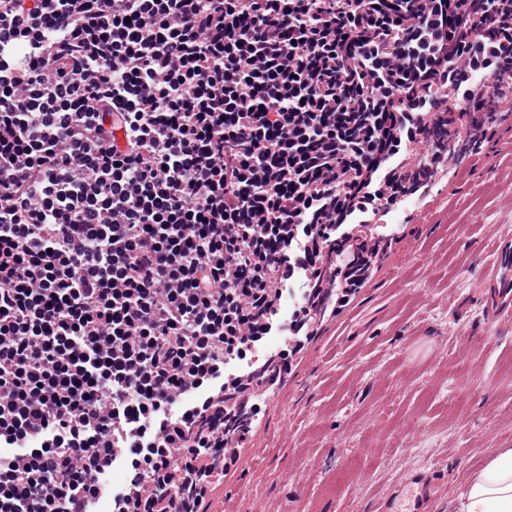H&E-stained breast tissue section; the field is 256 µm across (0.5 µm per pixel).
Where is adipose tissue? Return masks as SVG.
Here are the masks:
<instances>
[{"label": "adipose tissue", "mask_w": 512, "mask_h": 512, "mask_svg": "<svg viewBox=\"0 0 512 512\" xmlns=\"http://www.w3.org/2000/svg\"><path fill=\"white\" fill-rule=\"evenodd\" d=\"M456 512H512V448L495 449L459 490Z\"/></svg>", "instance_id": "adipose-tissue-1"}]
</instances>
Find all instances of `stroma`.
Returning <instances> with one entry per match:
<instances>
[{"label": "stroma", "instance_id": "stroma-1", "mask_svg": "<svg viewBox=\"0 0 512 512\" xmlns=\"http://www.w3.org/2000/svg\"><path fill=\"white\" fill-rule=\"evenodd\" d=\"M398 207L397 237L267 389L207 512H379L410 475L427 512H455L467 476L512 448V320H492L496 242L512 240V115ZM412 490L413 505L407 512H426L428 501L434 491V478L431 475L415 474L408 481Z\"/></svg>", "mask_w": 512, "mask_h": 512}]
</instances>
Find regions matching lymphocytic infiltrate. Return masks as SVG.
Listing matches in <instances>:
<instances>
[{
  "instance_id": "f902f5d3",
  "label": "lymphocytic infiltrate",
  "mask_w": 512,
  "mask_h": 512,
  "mask_svg": "<svg viewBox=\"0 0 512 512\" xmlns=\"http://www.w3.org/2000/svg\"><path fill=\"white\" fill-rule=\"evenodd\" d=\"M509 96L512 0H0V512H94L117 462L112 512H202Z\"/></svg>"
}]
</instances>
